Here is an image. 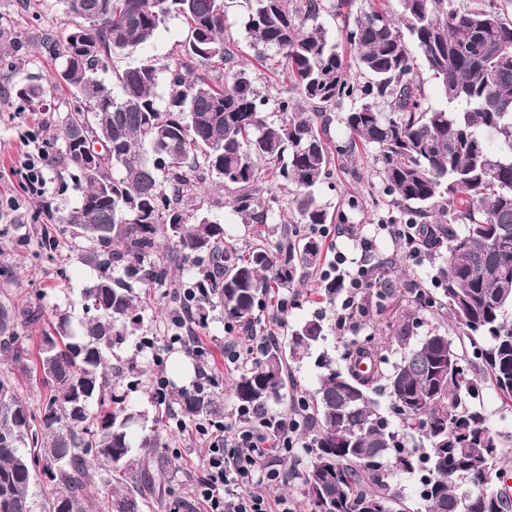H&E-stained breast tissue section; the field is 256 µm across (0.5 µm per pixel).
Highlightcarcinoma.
I'll return each instance as SVG.
<instances>
[{
  "instance_id": "carcinoma-1",
  "label": "carcinoma",
  "mask_w": 512,
  "mask_h": 512,
  "mask_svg": "<svg viewBox=\"0 0 512 512\" xmlns=\"http://www.w3.org/2000/svg\"><path fill=\"white\" fill-rule=\"evenodd\" d=\"M102 2L103 24L83 18L78 5ZM61 4L62 33L43 41L59 69L46 85H20L17 96L32 102L62 84L79 102L47 124L62 142L64 172L83 189L58 223L88 242L83 260L98 274L83 290L85 318L75 326L58 315L33 362L22 331L41 311L0 300V358L48 391L35 411L13 377L0 375V512H35L37 467L51 488L44 512H145L148 495L165 490L160 436L135 433L141 411L107 374L108 355L142 321L130 281L162 285L171 260L189 261L191 277L171 291L175 309L193 304L191 318L205 329L219 308L253 331L263 291L320 267L324 243L309 229L328 223L317 190L334 162L323 112L350 97L358 104L342 119L346 152L376 150L386 192L410 210V223L424 225L427 251L448 241L440 296L408 293L413 304L446 312L451 330L394 337L400 356L389 371L375 335L347 349L344 368L322 363L305 406L314 421L312 461L301 475L307 512H410L396 478L420 472L427 478L418 512H512L502 463L512 433L492 431L477 404L489 387L512 411V0H398L393 14L374 4L342 41L318 22L322 0H247L250 46L262 62L277 59L296 92L273 102L236 63L224 0ZM169 18L188 29L176 55L109 70ZM409 40L437 83L438 106L425 103ZM270 110L283 114L280 122L267 120ZM266 175L279 194L262 190ZM209 181L232 191L235 210L252 224L275 220L280 197L293 192L291 235L272 245L260 230L238 248L203 212L197 191ZM320 290L333 302L341 281L323 276ZM287 339L288 351L269 346L235 378L240 406L280 401L287 357L309 355L323 325L305 321ZM378 391L389 395L385 409L372 398ZM171 403L192 420L224 417L220 394L203 384L177 391ZM96 466L103 473L94 496Z\"/></svg>"
}]
</instances>
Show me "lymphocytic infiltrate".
Masks as SVG:
<instances>
[{
    "label": "lymphocytic infiltrate",
    "mask_w": 512,
    "mask_h": 512,
    "mask_svg": "<svg viewBox=\"0 0 512 512\" xmlns=\"http://www.w3.org/2000/svg\"><path fill=\"white\" fill-rule=\"evenodd\" d=\"M371 252L370 243H363L354 272L343 282L345 297L336 316L337 328L345 327L374 286L376 267ZM299 427L295 419L249 409L238 410L231 422L197 424V434L208 442L201 494L210 512H293L287 499H269L247 490L246 484L252 479L262 484L277 480L279 472L273 463L296 447Z\"/></svg>",
    "instance_id": "obj_1"
}]
</instances>
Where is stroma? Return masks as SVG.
<instances>
[{
  "mask_svg": "<svg viewBox=\"0 0 512 512\" xmlns=\"http://www.w3.org/2000/svg\"><path fill=\"white\" fill-rule=\"evenodd\" d=\"M224 9L226 32L236 43L240 61L248 63L255 88L272 99L290 95L289 82L279 79L274 65H259L255 50L245 38L246 0H225ZM0 27L8 33L7 39H0V230L20 240L14 251L0 256V297L7 296L16 304L41 309L39 325L29 331L27 345L33 351L42 329L51 327L56 313L68 314L75 322L83 320L82 290L97 272L81 260L86 241L71 238L63 225L38 213L37 200L25 193L20 172V164L30 150L23 132L34 125L42 128L52 113L65 111L74 104L72 95L64 87L54 89L35 102L22 100L14 92L18 83L31 78L43 82L54 74L56 62L41 47L40 41L47 34L61 31L62 6L59 0H0ZM186 36L187 30L180 21H167L146 48L115 57L113 65L123 69L146 57L165 59L180 50ZM343 115L340 108L327 114V136L337 151L331 178L319 188L318 195L329 211L343 214L345 221L316 227L315 234L332 242L345 261L339 265L335 260H327L323 270L343 275L351 271L353 259L360 256V241L364 238L371 240L375 259L392 260L393 266L386 278L378 280L372 288L363 312L342 331L336 328L340 305L322 300L315 291L316 278L263 295L266 308L261 313L262 323L266 332L275 334L276 344L286 345L288 326L315 318L321 319L324 326V338L309 357L288 361L284 396L268 407L267 413L271 416L298 414L301 397L313 394L319 386L323 373L318 364L320 355H327L338 363L352 342L362 340L371 332L396 335L406 317L407 288L415 283L431 289L438 286L441 260L428 258L420 263L407 260L403 241L388 233V225L405 223L407 214L386 194L374 151L353 155L343 151L347 138ZM203 196L210 216L224 225L238 247L252 242L254 227L242 223L233 212L230 193L208 184L203 188ZM49 236L57 242L51 251L45 248V239ZM169 292L166 284L149 288L150 301L143 320L135 335L113 353L110 376L142 411L146 428L158 431L164 444L162 453L173 467L172 493L151 500L152 512H169L176 500L189 503L191 512H203L195 488L204 475L205 442L196 437L194 421H187L185 428L177 427L176 421L182 416L178 406L159 403L153 388L156 377L169 376L171 363L189 354L187 347L169 343L175 332ZM281 299L288 302V324L284 327L277 326L273 319ZM194 334L207 353L205 361L199 364V380L222 393L224 414L233 416L239 404L229 384L250 367L252 359L245 354L237 362L229 361L231 342L221 310L212 311L208 328L195 329ZM143 337L153 339L154 349L140 346L139 340ZM310 461L309 449L296 448L281 466L278 484L269 488V496L284 497L292 503L294 512H304L300 475Z\"/></svg>",
  "mask_w": 512,
  "mask_h": 512,
  "instance_id": "obj_1",
  "label": "stroma"
}]
</instances>
